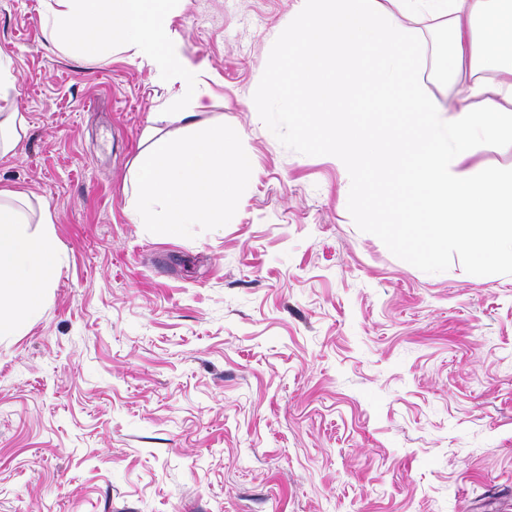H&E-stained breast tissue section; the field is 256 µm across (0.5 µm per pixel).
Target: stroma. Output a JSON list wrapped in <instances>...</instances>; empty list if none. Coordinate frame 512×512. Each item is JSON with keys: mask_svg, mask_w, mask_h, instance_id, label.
Instances as JSON below:
<instances>
[{"mask_svg": "<svg viewBox=\"0 0 512 512\" xmlns=\"http://www.w3.org/2000/svg\"><path fill=\"white\" fill-rule=\"evenodd\" d=\"M297 0H181L203 121L255 169L220 224L130 217L172 87L48 47L0 0L27 133L0 187L48 207L63 267L0 338V512H512V268L419 258L267 87ZM423 28L420 87H457Z\"/></svg>", "mask_w": 512, "mask_h": 512, "instance_id": "obj_1", "label": "stroma"}]
</instances>
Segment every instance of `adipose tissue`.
<instances>
[{
	"mask_svg": "<svg viewBox=\"0 0 512 512\" xmlns=\"http://www.w3.org/2000/svg\"><path fill=\"white\" fill-rule=\"evenodd\" d=\"M174 0H40L45 39L60 52L94 60L131 53L155 79L173 83L176 137H159L140 153L131 180V217L138 224L182 229L220 224L232 182L251 173L253 157L235 149L240 131L205 125L195 67L171 38ZM408 25L396 24L397 16ZM442 29L449 45L440 58L460 86L443 103L419 89L418 26ZM289 55L270 85L282 120L311 125L316 143L334 146L351 177L374 172L371 218L415 234L429 228L433 245L468 242L512 266V189L498 173L468 166L472 142L512 138V0H300L298 22L285 36ZM364 60L359 80L378 91L379 110L398 122L378 130L382 146L364 147L358 125L320 124L345 92L342 69ZM493 72L495 82L480 79ZM12 65L0 55V155L11 152L26 121L10 108ZM404 205L382 209L389 190ZM21 192L0 188V337L16 335L55 283L61 251L52 232L30 231ZM481 227L472 237L470 227Z\"/></svg>",
	"mask_w": 512,
	"mask_h": 512,
	"instance_id": "obj_1",
	"label": "adipose tissue"
}]
</instances>
